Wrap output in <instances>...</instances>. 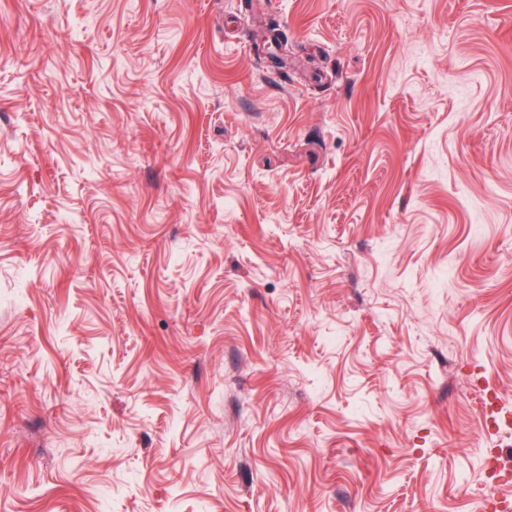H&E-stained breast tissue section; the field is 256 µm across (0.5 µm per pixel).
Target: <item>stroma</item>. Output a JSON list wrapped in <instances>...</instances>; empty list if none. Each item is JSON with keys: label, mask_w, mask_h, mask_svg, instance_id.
Segmentation results:
<instances>
[{"label": "stroma", "mask_w": 512, "mask_h": 512, "mask_svg": "<svg viewBox=\"0 0 512 512\" xmlns=\"http://www.w3.org/2000/svg\"><path fill=\"white\" fill-rule=\"evenodd\" d=\"M491 393L512 0H0V512H484Z\"/></svg>", "instance_id": "obj_1"}]
</instances>
